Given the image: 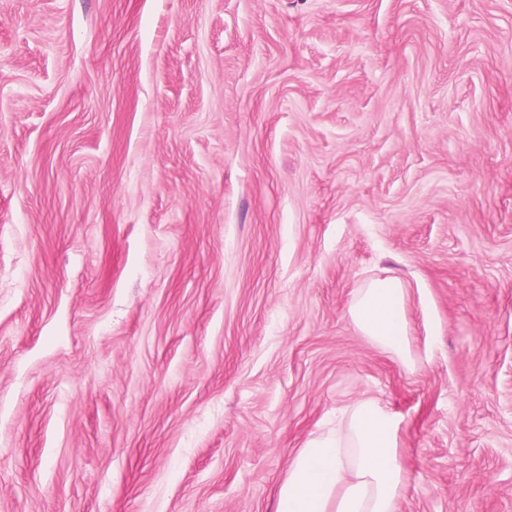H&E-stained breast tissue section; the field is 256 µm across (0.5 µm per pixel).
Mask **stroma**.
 <instances>
[{
	"label": "stroma",
	"instance_id": "stroma-1",
	"mask_svg": "<svg viewBox=\"0 0 512 512\" xmlns=\"http://www.w3.org/2000/svg\"><path fill=\"white\" fill-rule=\"evenodd\" d=\"M366 398L512 512V0H0V512H275ZM349 314L362 336L396 356L406 367H414L405 312V288L398 278L376 277L358 288Z\"/></svg>",
	"mask_w": 512,
	"mask_h": 512
}]
</instances>
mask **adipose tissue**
<instances>
[{
    "mask_svg": "<svg viewBox=\"0 0 512 512\" xmlns=\"http://www.w3.org/2000/svg\"><path fill=\"white\" fill-rule=\"evenodd\" d=\"M356 329L413 367L405 288L392 276L357 289L349 309ZM404 472L390 413L374 399L340 410L290 459L276 512H401Z\"/></svg>",
    "mask_w": 512,
    "mask_h": 512,
    "instance_id": "obj_1",
    "label": "adipose tissue"
}]
</instances>
